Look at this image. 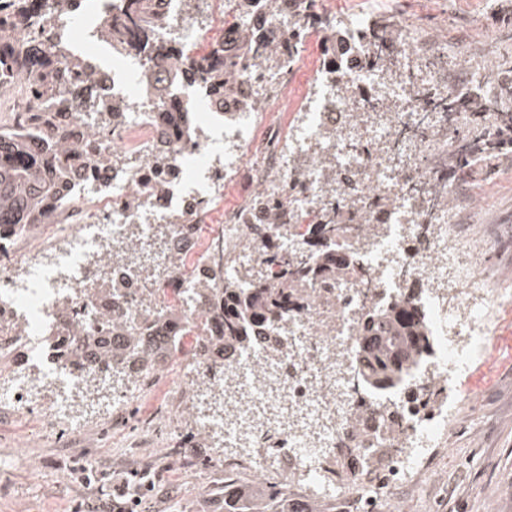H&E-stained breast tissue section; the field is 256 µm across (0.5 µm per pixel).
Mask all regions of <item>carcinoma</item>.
<instances>
[{"instance_id":"carcinoma-1","label":"carcinoma","mask_w":512,"mask_h":512,"mask_svg":"<svg viewBox=\"0 0 512 512\" xmlns=\"http://www.w3.org/2000/svg\"><path fill=\"white\" fill-rule=\"evenodd\" d=\"M12 9L0 17V75H23L25 91L32 97L50 103L35 113L34 123L26 133L0 128V239L9 227L22 224L33 227L48 220L45 203L63 187V179L95 161L105 164L111 156H92L100 131L117 122L123 115L106 94L93 86L94 71L86 57L69 43L55 45V59L46 57L42 43L35 36L38 27L82 10L84 0H52L44 16L28 22L24 0H11ZM157 23L152 0H127V5L112 17L107 31L112 52L136 53L151 62L163 60L155 81L147 89L161 93L160 84L167 79L199 80L215 89L218 95H234L233 77L239 65L253 58L278 61L293 60L299 46L288 42L278 50L266 51L257 36L226 52L217 44L209 53L192 58L173 52L163 53L152 32ZM387 22L374 20L363 30L359 50L365 63L385 66L377 39ZM437 105L455 112L466 110L495 117L494 102L485 94H476L457 104L444 97ZM95 112L100 123L92 128L80 124L81 111ZM512 145V125L496 126L495 137L473 130L466 137L465 150L470 157L493 153ZM335 216L327 213L317 228L318 248L312 256H288L275 246H268L269 260L281 267V278L275 284L265 282L264 272L253 273L241 267L232 276L225 268L232 260L216 252L207 269L195 275L202 284L198 289L202 309L193 324L191 358L222 356L215 374H224L222 365L232 361L237 350L260 340L272 341L287 333L279 323L282 312L303 299L302 290L309 283L336 278L350 265V259L326 243L333 237ZM151 289L145 288L140 304L153 313L155 333L146 336H122L113 315H102L97 326L80 328L72 321L68 335L54 340L52 350L60 362L77 369L83 365L118 368L134 378L147 376L162 363L182 351V340L163 335L167 321L176 318L171 309L155 308ZM23 345L18 343L11 355L0 358V375L23 365L18 360ZM432 337L427 320L418 308L398 301L380 312L370 313L360 326L354 347L363 384L373 394H382L400 386L408 370L431 356ZM224 512H299L288 501L283 484H270L256 479L249 484L235 480L224 485Z\"/></svg>"}]
</instances>
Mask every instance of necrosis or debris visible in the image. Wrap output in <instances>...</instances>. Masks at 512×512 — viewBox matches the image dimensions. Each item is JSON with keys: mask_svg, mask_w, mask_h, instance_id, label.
<instances>
[{"mask_svg": "<svg viewBox=\"0 0 512 512\" xmlns=\"http://www.w3.org/2000/svg\"><path fill=\"white\" fill-rule=\"evenodd\" d=\"M224 14L219 36L226 49L259 30L267 47L296 38L320 40L322 61L313 87L299 101L288 126L265 124L259 111L242 108L274 88L291 85L297 63L245 66L236 75L235 97L220 104L209 87L194 80L169 83L163 97L144 92L148 66L136 55H109L96 81L118 103L132 102L125 120L109 126L100 149L115 154L113 165L88 164L69 176L48 205L54 221L67 223L63 245L51 236L23 249L12 246L0 258V353L14 341L39 349L64 335L76 314L84 327L96 326L101 298L92 289L101 260L126 247L131 235L151 244V262L168 269L173 256L203 267L214 247H224L244 265H262L269 280L280 277L267 262L265 244L282 252L306 248L324 209L337 210L336 246L351 260L336 280L307 288L301 307L282 317L288 334L281 344L244 348L213 377L211 363L194 364L202 386L169 382L168 422L179 426L186 405H194V427L219 433L228 448L246 452L244 463L271 483L294 476L318 495L365 499L370 512H390L388 489L368 486L336 467L334 448L353 417L378 421L385 407L401 414V448L391 457L388 481L415 475L429 443L447 438L455 409L442 397L431 410L414 412L412 395L450 379L463 368L476 344L492 337L493 311L502 296L478 274L494 249L473 251L456 241L455 211L429 201L448 181V156L461 152L470 112L453 114L426 103L425 91L448 94L447 52L430 54L418 37L424 20L395 12L381 40L387 69L361 62L356 48L365 26L345 15L339 27L345 46L321 39L315 0H272L260 13L261 26L241 21L234 0H211ZM163 22L177 25L179 44L193 49L210 35L185 0H155ZM192 113L190 131L168 125L173 109ZM163 150L170 174L154 185L156 150ZM254 158L250 186L279 201L292 217L281 226L264 214L263 241L241 239L244 216L224 212V187L245 158ZM125 290L114 296L115 311L136 331L152 321L135 289L146 282L133 267L116 266ZM421 308L441 351L437 359L409 373V389L386 396L366 393L356 379L353 341L370 310L398 299ZM88 391L112 395L123 413L144 395L141 383L112 387L104 368L75 371L33 359L0 378V406L15 413L35 410L44 429L65 424L71 435L85 431L72 403ZM280 450H272L269 440Z\"/></svg>", "mask_w": 512, "mask_h": 512, "instance_id": "1", "label": "necrosis or debris"}]
</instances>
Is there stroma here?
Listing matches in <instances>:
<instances>
[{
  "instance_id": "stroma-1",
  "label": "stroma",
  "mask_w": 512,
  "mask_h": 512,
  "mask_svg": "<svg viewBox=\"0 0 512 512\" xmlns=\"http://www.w3.org/2000/svg\"><path fill=\"white\" fill-rule=\"evenodd\" d=\"M395 0H325L324 21L343 15L391 18ZM411 16H424L429 33L448 44V75L463 77L467 54H479L492 69L491 82L512 80L501 60L512 56V0H402ZM294 86L281 95V109L270 123L292 121L293 99L306 92L319 63L316 45L302 51ZM448 205L461 218L460 236L478 247L496 242L485 273L495 286L512 292V147L471 161L448 191ZM496 330L466 369L456 375L450 394L459 402L444 447L422 464L417 481L391 491L400 512H512V305L494 313ZM186 356L169 360L156 372L149 397L138 413L154 423V444L138 448L129 434L112 433V412L87 421L83 436L63 427L39 430L38 415L20 420L0 408V512H71L75 503L94 506L106 489L86 488L71 472L74 462L96 460L103 468L143 469L158 454L170 464L145 496L140 512H221L224 472L214 466L215 449L188 440V426L171 432L161 410L167 381L187 376Z\"/></svg>"
}]
</instances>
